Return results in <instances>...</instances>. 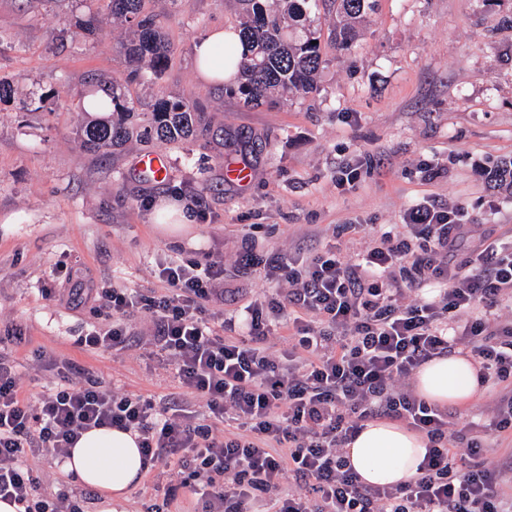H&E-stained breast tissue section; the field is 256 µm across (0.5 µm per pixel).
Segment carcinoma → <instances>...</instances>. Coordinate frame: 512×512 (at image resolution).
<instances>
[{
  "instance_id": "cac0c4a2",
  "label": "carcinoma",
  "mask_w": 512,
  "mask_h": 512,
  "mask_svg": "<svg viewBox=\"0 0 512 512\" xmlns=\"http://www.w3.org/2000/svg\"><path fill=\"white\" fill-rule=\"evenodd\" d=\"M240 35L245 43L246 57L237 84L226 93L252 107L262 105L271 94L294 92L307 94L314 88L322 64L321 44L314 33L289 43L284 28L305 25L310 0H280L281 10L270 12L265 0H241ZM336 2V37L345 44L363 20L368 0H334ZM118 19L129 25V41L123 45L130 62L147 66L154 74L169 64L172 47L161 22L146 12V0H112L106 14L90 13L85 18L62 19L59 37L90 36L104 24ZM100 91L112 100V113L80 124L77 135L81 147L90 153L102 149H121L134 135L143 138L178 142L206 131L202 112L181 100L161 97L152 110L142 114L132 111L114 79L95 77Z\"/></svg>"
}]
</instances>
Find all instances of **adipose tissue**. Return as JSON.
Wrapping results in <instances>:
<instances>
[{"mask_svg": "<svg viewBox=\"0 0 512 512\" xmlns=\"http://www.w3.org/2000/svg\"><path fill=\"white\" fill-rule=\"evenodd\" d=\"M243 53L236 30L213 29L194 46L195 72L207 84L234 81ZM478 369L472 356L461 351L437 357L417 369L413 388L417 396L437 406L465 405L482 392ZM426 444V439L405 423L378 419L366 422L347 444L345 456L365 483L394 486L416 475ZM63 470L73 484L98 493L99 512H117L144 474L138 436L107 427L83 432Z\"/></svg>", "mask_w": 512, "mask_h": 512, "instance_id": "adipose-tissue-1", "label": "adipose tissue"}]
</instances>
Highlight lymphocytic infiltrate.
Returning a JSON list of instances; mask_svg holds the SVG:
<instances>
[{
	"mask_svg": "<svg viewBox=\"0 0 512 512\" xmlns=\"http://www.w3.org/2000/svg\"><path fill=\"white\" fill-rule=\"evenodd\" d=\"M463 230L457 211L420 204L353 260L333 247L288 256L248 245L238 272L263 267L273 289L217 319L207 311L224 299V266L207 259L161 264L153 297L69 289L68 301L108 319L79 339L101 356L130 348V317L149 313L156 353L173 365L181 396L158 407L71 364L48 393L30 398L18 362L0 350V498L23 512H83L66 495H42L27 459L65 460L83 432L113 427L137 433L144 466L179 476L156 486L147 512H169L181 491L201 512H252L258 501L266 512H512L502 491L512 457L481 460L479 437L512 430V319L504 315L512 243L465 252ZM284 280L289 290L279 289ZM428 281L440 284L438 298H412ZM280 328L288 344L274 352L268 340ZM460 344L494 395L481 427L408 388L415 370ZM189 397L197 410H186ZM375 419L427 439L409 481L373 487L349 465L346 444Z\"/></svg>",
	"mask_w": 512,
	"mask_h": 512,
	"instance_id": "lymphocytic-infiltrate-1",
	"label": "lymphocytic infiltrate"
}]
</instances>
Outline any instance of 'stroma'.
Returning <instances> with one entry per match:
<instances>
[{
  "instance_id": "1",
  "label": "stroma",
  "mask_w": 512,
  "mask_h": 512,
  "mask_svg": "<svg viewBox=\"0 0 512 512\" xmlns=\"http://www.w3.org/2000/svg\"><path fill=\"white\" fill-rule=\"evenodd\" d=\"M108 0H38L19 10L0 0V349L21 365L26 395L51 380L37 368L53 353L112 387L161 404L178 382L154 352L149 315L136 314L137 344L112 356L78 344L104 314L45 296L74 271L86 286L159 291L157 266L209 253L224 261V285L256 299L261 274L236 275L244 240L265 252L334 244L346 257L403 223L424 202L456 207L463 243L512 241V194L491 181L512 159V0H377L356 38L339 46L336 7L319 0L313 26L323 63L313 93L249 107L224 86L200 82L193 45L211 28L237 24V0H149L173 53L160 75L128 76L115 23L58 44L59 19L104 10ZM115 78L138 111L163 95L201 106L208 136L182 143H131L101 158L75 136L87 77ZM170 161L163 181L134 170L145 151ZM361 162L358 180L338 186V168ZM246 167L248 182L230 174ZM179 201L183 232L164 231L158 208Z\"/></svg>"
}]
</instances>
